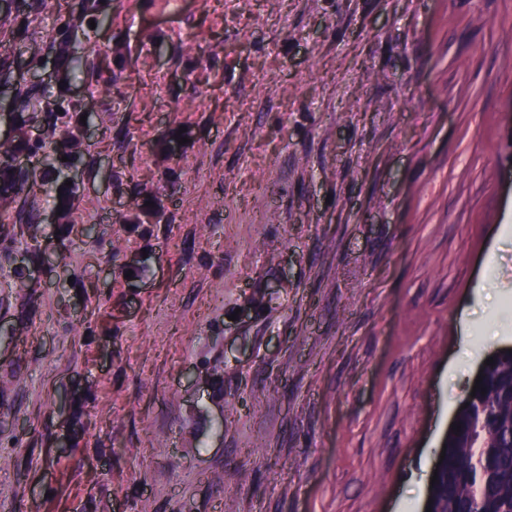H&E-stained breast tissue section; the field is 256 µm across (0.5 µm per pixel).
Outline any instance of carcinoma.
Wrapping results in <instances>:
<instances>
[{"label":"carcinoma","instance_id":"cac0c4a2","mask_svg":"<svg viewBox=\"0 0 512 512\" xmlns=\"http://www.w3.org/2000/svg\"><path fill=\"white\" fill-rule=\"evenodd\" d=\"M482 387L481 414L463 417L435 465V512H512V360L488 366Z\"/></svg>","mask_w":512,"mask_h":512}]
</instances>
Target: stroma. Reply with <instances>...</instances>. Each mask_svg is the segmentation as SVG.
Masks as SVG:
<instances>
[{
	"instance_id": "35a3bbf8",
	"label": "stroma",
	"mask_w": 512,
	"mask_h": 512,
	"mask_svg": "<svg viewBox=\"0 0 512 512\" xmlns=\"http://www.w3.org/2000/svg\"><path fill=\"white\" fill-rule=\"evenodd\" d=\"M3 11L0 512H422L512 345V0Z\"/></svg>"
}]
</instances>
